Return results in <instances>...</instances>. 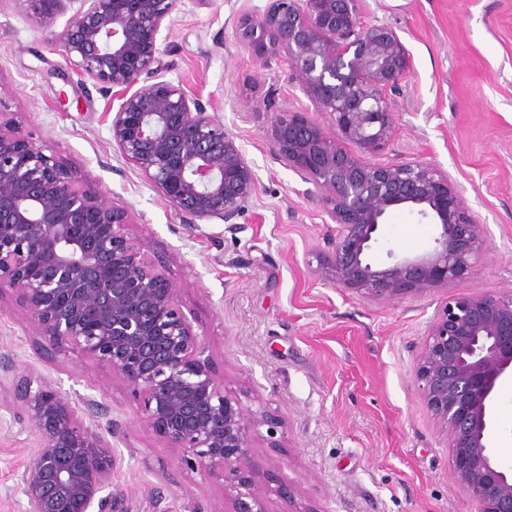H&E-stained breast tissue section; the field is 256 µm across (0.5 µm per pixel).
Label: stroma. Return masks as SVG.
Listing matches in <instances>:
<instances>
[{
	"label": "stroma",
	"instance_id": "35a3bbf8",
	"mask_svg": "<svg viewBox=\"0 0 512 512\" xmlns=\"http://www.w3.org/2000/svg\"><path fill=\"white\" fill-rule=\"evenodd\" d=\"M267 0H182L159 42L167 79L181 82L241 145L258 182L234 226L190 224L122 157L110 123L119 101L81 75L49 18L26 0H0V113L80 184L125 210L129 230L179 290L224 388L281 426L256 438L269 512H475L456 484L448 442L429 417L413 364L449 297L512 290V0H363L366 22L394 28L413 72L392 92L393 141L375 157L423 160L464 189L487 237L476 267L448 288L371 301L318 269L335 227L318 193L276 160V107L297 99L286 64L257 61L234 38L238 15ZM434 225L388 214L372 252L414 256ZM29 369L113 425L112 512H220L222 473L187 467L144 423L138 399L82 352L57 353L12 294L0 296V377ZM0 389V512H25L18 478L34 436ZM497 459L512 467V379L496 394ZM295 489L293 502L279 495Z\"/></svg>",
	"mask_w": 512,
	"mask_h": 512
}]
</instances>
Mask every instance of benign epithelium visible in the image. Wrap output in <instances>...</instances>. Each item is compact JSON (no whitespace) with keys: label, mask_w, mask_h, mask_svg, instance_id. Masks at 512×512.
<instances>
[{"label":"benign epithelium","mask_w":512,"mask_h":512,"mask_svg":"<svg viewBox=\"0 0 512 512\" xmlns=\"http://www.w3.org/2000/svg\"><path fill=\"white\" fill-rule=\"evenodd\" d=\"M48 18L67 0H28ZM58 40L66 59L116 90L112 144L195 224L240 217L256 174L236 136L182 83L164 78L158 36L182 0H80ZM362 0H268L242 13L236 42L262 63L282 61L313 110L273 121L277 159L314 185L322 220L336 225L325 281L372 301L446 288L487 249L483 227L451 176L411 160L372 163L393 140L390 92L413 70ZM351 148H346V145ZM405 208L436 226L432 248L375 264L380 224ZM127 213L82 189L75 173L0 113V295H16L36 334L79 350L138 395L142 418L186 465L222 470L224 512H268L259 480L258 428L280 422L226 393L166 275L137 246ZM424 407L448 440L454 480L477 512H512V473L495 460L497 383L512 376V292L448 299L414 360ZM38 437L20 476L26 512H110L112 443L45 378L16 372L9 386Z\"/></svg>","instance_id":"7a95c632"}]
</instances>
